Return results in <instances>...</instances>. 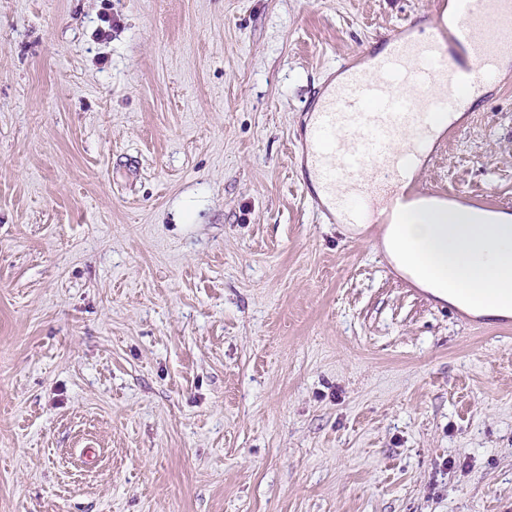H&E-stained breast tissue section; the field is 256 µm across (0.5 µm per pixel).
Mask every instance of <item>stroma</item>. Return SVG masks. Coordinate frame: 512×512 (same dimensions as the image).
Returning a JSON list of instances; mask_svg holds the SVG:
<instances>
[{
  "label": "stroma",
  "instance_id": "35a3bbf8",
  "mask_svg": "<svg viewBox=\"0 0 512 512\" xmlns=\"http://www.w3.org/2000/svg\"><path fill=\"white\" fill-rule=\"evenodd\" d=\"M432 2L0 0V512H512V338L293 155ZM463 123L416 180L512 204V85Z\"/></svg>",
  "mask_w": 512,
  "mask_h": 512
}]
</instances>
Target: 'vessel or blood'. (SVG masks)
Segmentation results:
<instances>
[{"mask_svg":"<svg viewBox=\"0 0 512 512\" xmlns=\"http://www.w3.org/2000/svg\"><path fill=\"white\" fill-rule=\"evenodd\" d=\"M427 34L401 23L367 55H350L307 112L295 152L321 191L327 222L391 224L400 209L424 198L406 171L425 149L461 131L455 116L483 98L489 81L512 64V0H435ZM500 34L488 39L485 21ZM414 87L408 97L404 87ZM447 124L436 130V117Z\"/></svg>","mask_w":512,"mask_h":512,"instance_id":"vessel-or-blood-1","label":"vessel or blood"}]
</instances>
